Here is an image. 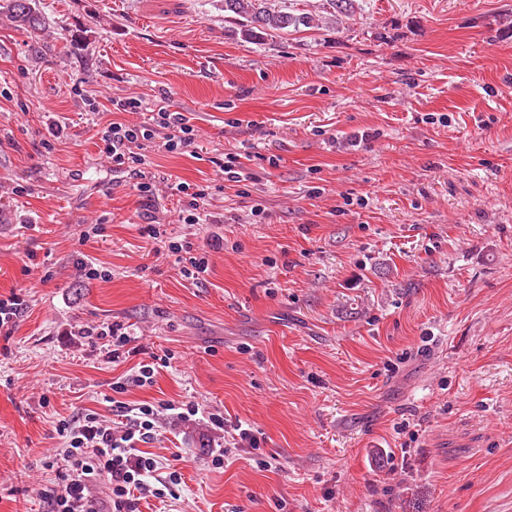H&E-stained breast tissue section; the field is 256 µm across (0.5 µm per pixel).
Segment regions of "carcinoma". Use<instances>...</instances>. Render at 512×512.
Listing matches in <instances>:
<instances>
[{
	"label": "carcinoma",
	"mask_w": 512,
	"mask_h": 512,
	"mask_svg": "<svg viewBox=\"0 0 512 512\" xmlns=\"http://www.w3.org/2000/svg\"><path fill=\"white\" fill-rule=\"evenodd\" d=\"M333 10L332 17L350 16L358 8L357 0H327ZM5 13L16 26L27 31H43L45 17L33 6V0H0V13ZM224 18L240 24L243 35L259 40L273 31L290 27L308 26L314 22L309 13L296 15L282 9L266 6L265 0H224Z\"/></svg>",
	"instance_id": "cac0c4a2"
}]
</instances>
